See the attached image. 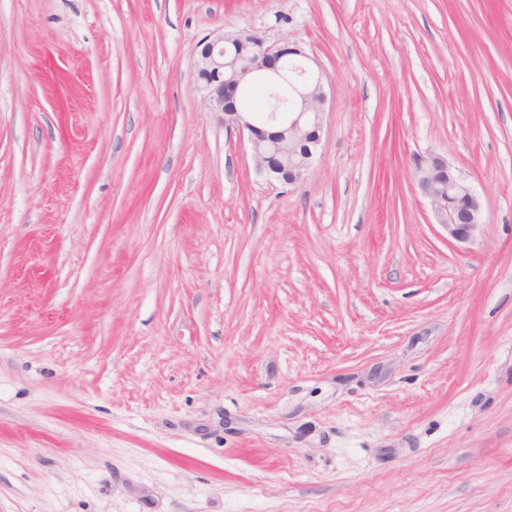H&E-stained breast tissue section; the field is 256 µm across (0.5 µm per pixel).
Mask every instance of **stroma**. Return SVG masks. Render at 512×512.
<instances>
[{
	"label": "stroma",
	"instance_id": "obj_1",
	"mask_svg": "<svg viewBox=\"0 0 512 512\" xmlns=\"http://www.w3.org/2000/svg\"><path fill=\"white\" fill-rule=\"evenodd\" d=\"M239 29L329 80L299 184L197 84ZM0 512H512V0H0ZM418 183L434 219L450 242L467 243L483 224L482 203L473 189L441 156L418 167Z\"/></svg>",
	"mask_w": 512,
	"mask_h": 512
}]
</instances>
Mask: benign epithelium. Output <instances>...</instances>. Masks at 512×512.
Wrapping results in <instances>:
<instances>
[{"label":"benign epithelium","mask_w":512,"mask_h":512,"mask_svg":"<svg viewBox=\"0 0 512 512\" xmlns=\"http://www.w3.org/2000/svg\"><path fill=\"white\" fill-rule=\"evenodd\" d=\"M287 58L302 62L291 82L292 106L286 112L275 106L257 123L238 110L239 91L259 73L279 77ZM195 75L217 119L247 134L258 172L288 185L306 177L323 142L327 78L297 44H269L249 29L208 37L201 43ZM418 183L448 241L467 243L475 237L482 226V203L445 158L433 156L419 166Z\"/></svg>","instance_id":"obj_1"}]
</instances>
